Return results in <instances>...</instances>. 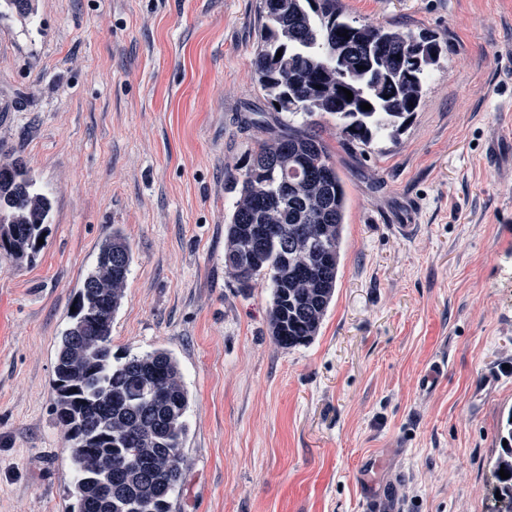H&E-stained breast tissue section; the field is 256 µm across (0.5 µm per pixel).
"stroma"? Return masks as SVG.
<instances>
[{
  "instance_id": "stroma-1",
  "label": "stroma",
  "mask_w": 512,
  "mask_h": 512,
  "mask_svg": "<svg viewBox=\"0 0 512 512\" xmlns=\"http://www.w3.org/2000/svg\"><path fill=\"white\" fill-rule=\"evenodd\" d=\"M340 2L445 47L397 139L362 150L317 126L349 207L320 332L287 351L269 279L224 269L225 180L270 136L248 121L272 110L253 70L260 0L0 16V159L54 202L34 261L0 256V512H69L55 349L115 228L132 263L112 353L169 351L189 395L172 512H360L369 479L404 512H487L512 408V0ZM440 358L446 380L422 393Z\"/></svg>"
}]
</instances>
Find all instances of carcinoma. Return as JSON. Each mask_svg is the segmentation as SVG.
Wrapping results in <instances>:
<instances>
[{"mask_svg":"<svg viewBox=\"0 0 512 512\" xmlns=\"http://www.w3.org/2000/svg\"><path fill=\"white\" fill-rule=\"evenodd\" d=\"M33 2L0 0V10L28 16ZM260 14L254 71L286 120L228 179L236 201L224 218V265L244 286L270 279L269 331L290 350L318 335L335 295L349 202L315 117L333 118L348 145L395 137L443 47L429 32L350 19L340 0H261ZM52 212L22 162L0 161V251L17 264L33 261ZM131 261L126 238L112 231L56 348L53 410L76 474L70 512H171L183 480L189 396L178 362L162 349L112 358ZM499 441L507 445L494 468L510 477L496 476L493 512H512V409Z\"/></svg>","mask_w":512,"mask_h":512,"instance_id":"1","label":"carcinoma"}]
</instances>
